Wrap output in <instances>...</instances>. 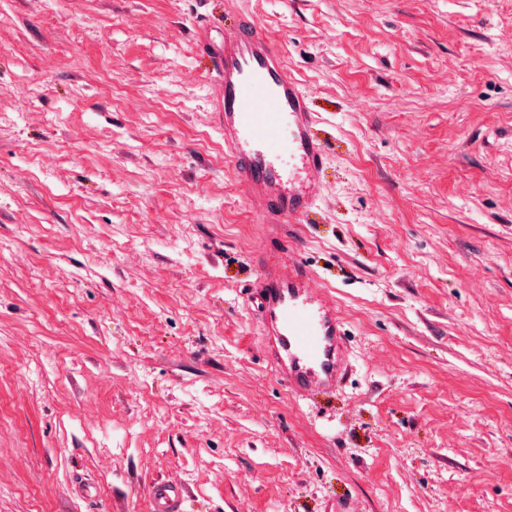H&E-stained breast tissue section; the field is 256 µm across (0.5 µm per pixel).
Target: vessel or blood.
Masks as SVG:
<instances>
[{
	"label": "vessel or blood",
	"instance_id": "b4317fda",
	"mask_svg": "<svg viewBox=\"0 0 512 512\" xmlns=\"http://www.w3.org/2000/svg\"><path fill=\"white\" fill-rule=\"evenodd\" d=\"M221 93L213 102L229 158L259 223H300L319 192L324 145L304 88L289 74L278 42L244 19L223 42L205 44ZM301 261L266 263L259 283L264 331L273 336L279 375L297 393L333 388L342 379L344 323ZM154 512H176L179 485L155 484Z\"/></svg>",
	"mask_w": 512,
	"mask_h": 512
}]
</instances>
